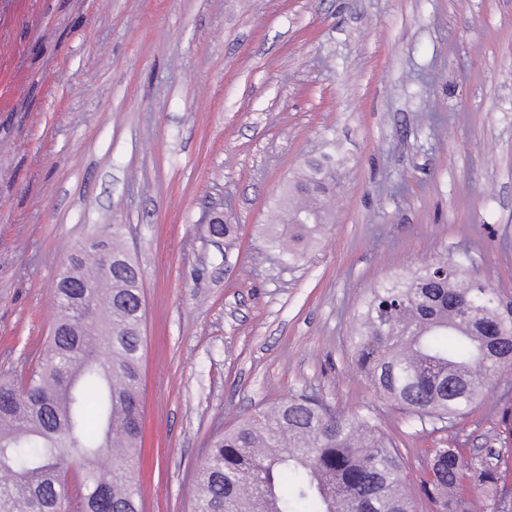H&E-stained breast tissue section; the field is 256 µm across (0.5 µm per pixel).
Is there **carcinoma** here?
Here are the masks:
<instances>
[{"label":"carcinoma","instance_id":"1","mask_svg":"<svg viewBox=\"0 0 512 512\" xmlns=\"http://www.w3.org/2000/svg\"><path fill=\"white\" fill-rule=\"evenodd\" d=\"M335 176L305 164L292 189L301 201L286 210H318ZM325 224H287L269 247L290 264L305 258ZM121 225L102 243L103 266L81 245L68 269L88 288L54 296L57 327L32 356L25 381L0 378V512H142L136 461L141 439L143 289L139 266L124 249ZM357 367L376 392L420 424L442 431L469 415L489 382L512 370V303L476 288L453 260L425 263L380 281L364 300L350 337ZM451 442L424 449L422 488L436 512L496 508L500 466ZM72 465L82 481L70 488ZM294 474L292 495L280 493ZM398 449L380 433L375 411H337L305 390L256 411L217 436L196 470L193 512H297L312 498L320 512H415L405 491Z\"/></svg>","mask_w":512,"mask_h":512}]
</instances>
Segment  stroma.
I'll use <instances>...</instances> for the list:
<instances>
[{"mask_svg": "<svg viewBox=\"0 0 512 512\" xmlns=\"http://www.w3.org/2000/svg\"><path fill=\"white\" fill-rule=\"evenodd\" d=\"M325 152L327 228L291 265L266 232ZM113 224L143 274L144 512H191L212 438L300 390L375 408L434 512L420 450L499 449L512 371L432 434L349 338L377 281L441 257L512 299V0H0V372Z\"/></svg>", "mask_w": 512, "mask_h": 512, "instance_id": "35a3bbf8", "label": "stroma"}]
</instances>
